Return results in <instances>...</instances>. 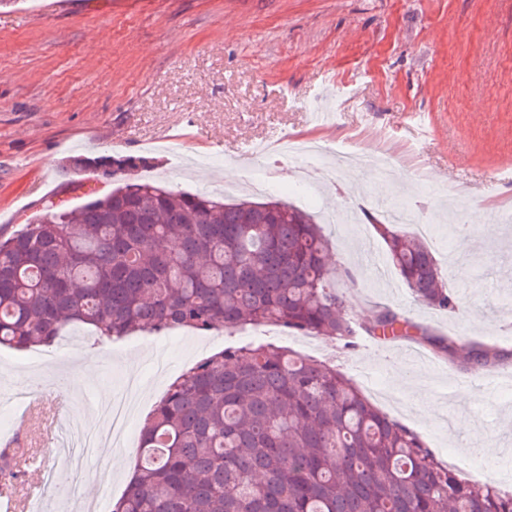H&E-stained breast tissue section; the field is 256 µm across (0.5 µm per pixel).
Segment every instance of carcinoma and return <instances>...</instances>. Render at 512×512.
<instances>
[{
  "mask_svg": "<svg viewBox=\"0 0 512 512\" xmlns=\"http://www.w3.org/2000/svg\"><path fill=\"white\" fill-rule=\"evenodd\" d=\"M102 156L68 167L112 186L53 204L0 236V347L55 343L69 327L112 341L188 328L253 325L350 345L346 299L314 215L282 200L229 202L174 192ZM414 300L453 312L431 246L369 216ZM469 371L508 358L486 342L435 336L381 308L370 336L410 330ZM30 450L0 454L17 478ZM112 512H512V492L458 478L416 432L384 414L336 368L274 343L217 352L177 378L141 429L134 477Z\"/></svg>",
  "mask_w": 512,
  "mask_h": 512,
  "instance_id": "carcinoma-1",
  "label": "carcinoma"
}]
</instances>
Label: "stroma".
<instances>
[{
    "mask_svg": "<svg viewBox=\"0 0 512 512\" xmlns=\"http://www.w3.org/2000/svg\"><path fill=\"white\" fill-rule=\"evenodd\" d=\"M12 0L0 7V233L11 234L48 199L72 206L85 189L65 185L47 163L75 156H143L176 191H209L226 171L248 173L241 153L285 133L351 149L391 151L405 179L392 202L431 217L453 313L417 304L392 268L376 275L384 244L367 219L324 225L330 251L354 266L336 286L359 333L350 344H314L267 326L264 341L326 361L391 417L418 432L459 476L512 475V357L473 372L408 341L363 334L374 306L399 309L438 336L494 342L512 354V223L494 214L512 201V0ZM500 177L486 186L488 172ZM368 186L337 168L319 192L328 211ZM453 199L457 236L443 204ZM84 380L55 390L61 347L0 348V389L37 372L45 413L28 436L42 451L49 410L62 405L83 445L85 399L120 396L137 381L131 421L140 431L170 383L210 355L249 344L225 330L176 343L153 334L106 343L81 332ZM498 448L496 459L485 447ZM135 447H96L82 460L83 492L110 512L125 491ZM111 468L105 488L92 483Z\"/></svg>",
    "mask_w": 512,
    "mask_h": 512,
    "instance_id": "35a3bbf8",
    "label": "stroma"
}]
</instances>
